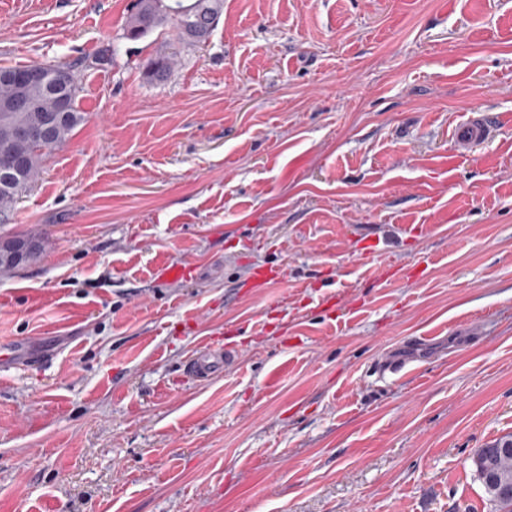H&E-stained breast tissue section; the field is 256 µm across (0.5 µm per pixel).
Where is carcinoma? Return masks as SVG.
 I'll return each instance as SVG.
<instances>
[{
  "label": "carcinoma",
  "mask_w": 512,
  "mask_h": 512,
  "mask_svg": "<svg viewBox=\"0 0 512 512\" xmlns=\"http://www.w3.org/2000/svg\"><path fill=\"white\" fill-rule=\"evenodd\" d=\"M224 0H134L127 24V36L139 39L155 28L169 24L177 35L196 42L204 41L210 35L221 11ZM175 60L162 55L152 60L148 76L155 81L167 80L174 70ZM78 85L71 79L68 90L67 115L57 121L46 143H29L18 137V129L42 121L58 109V100L50 89H40L32 94L33 108L16 112H0V151L8 150L25 161V170L12 185L0 184V221L9 219L21 194L25 192L38 175L44 157L62 146L74 130L84 122V113L76 104ZM494 450L495 468L500 477L512 485V434H506L487 443L477 450L473 464L477 475H482V460L485 452ZM488 498L497 512H512V495L502 498L489 485H484Z\"/></svg>",
  "instance_id": "obj_1"
}]
</instances>
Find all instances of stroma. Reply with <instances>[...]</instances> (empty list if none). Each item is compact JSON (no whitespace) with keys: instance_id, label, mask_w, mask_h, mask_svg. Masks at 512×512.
Masks as SVG:
<instances>
[{"instance_id":"obj_1","label":"stroma","mask_w":512,"mask_h":512,"mask_svg":"<svg viewBox=\"0 0 512 512\" xmlns=\"http://www.w3.org/2000/svg\"><path fill=\"white\" fill-rule=\"evenodd\" d=\"M131 4L0 0V66L76 67L86 116L0 224L45 241L0 272V512H495L512 0H224L202 43ZM493 132L492 121L479 112H473L458 128L456 142L459 152H471L488 141ZM238 352L232 347L206 346L188 364L189 371L196 377H209L237 358Z\"/></svg>"}]
</instances>
